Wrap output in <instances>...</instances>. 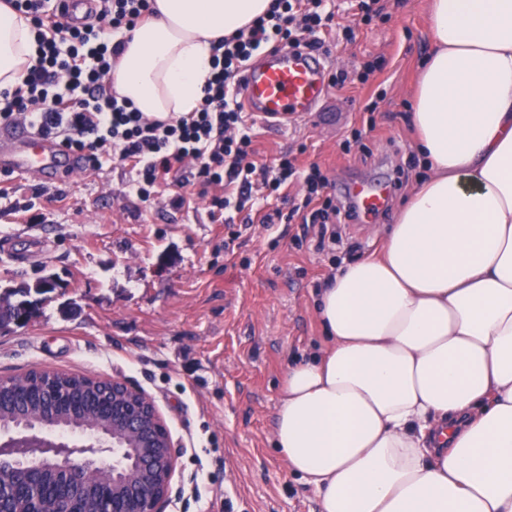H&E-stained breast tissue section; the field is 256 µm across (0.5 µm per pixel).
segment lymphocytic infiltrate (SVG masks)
<instances>
[{
	"mask_svg": "<svg viewBox=\"0 0 512 512\" xmlns=\"http://www.w3.org/2000/svg\"><path fill=\"white\" fill-rule=\"evenodd\" d=\"M29 20L36 34V62L22 82L0 92V125L27 124L55 139L89 165L118 158L135 174L132 188L150 201L158 187L176 179L181 208L208 199L213 220L241 213L253 183L278 192L303 177L309 212L303 224L355 220L353 204L315 197L328 185L317 164L299 171L287 155L257 163L248 117L238 101L241 73L260 49L282 46L323 48L334 17L325 0H273L267 14L212 44L213 76L198 108L175 117L151 118L131 102L118 100L103 84L125 49L123 33L154 16L152 0H88L86 20L71 25L63 0H5ZM320 197V196H319Z\"/></svg>",
	"mask_w": 512,
	"mask_h": 512,
	"instance_id": "lymphocytic-infiltrate-1",
	"label": "lymphocytic infiltrate"
}]
</instances>
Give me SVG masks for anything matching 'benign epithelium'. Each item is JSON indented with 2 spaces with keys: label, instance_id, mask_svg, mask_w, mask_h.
Wrapping results in <instances>:
<instances>
[{
  "label": "benign epithelium",
  "instance_id": "7a95c632",
  "mask_svg": "<svg viewBox=\"0 0 512 512\" xmlns=\"http://www.w3.org/2000/svg\"><path fill=\"white\" fill-rule=\"evenodd\" d=\"M177 455L153 399L112 378L98 410L63 421L48 397L10 428L0 422V512H82L75 489L96 477L106 512H166Z\"/></svg>",
  "mask_w": 512,
  "mask_h": 512
}]
</instances>
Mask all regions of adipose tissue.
<instances>
[{"label":"adipose tissue","mask_w":512,"mask_h":512,"mask_svg":"<svg viewBox=\"0 0 512 512\" xmlns=\"http://www.w3.org/2000/svg\"><path fill=\"white\" fill-rule=\"evenodd\" d=\"M271 0H153L105 83L165 118L194 111L211 43ZM412 98L427 175L378 253L319 294L329 340L289 367L274 445L317 512H512V0H430ZM0 7V91L34 64Z\"/></svg>","instance_id":"1"}]
</instances>
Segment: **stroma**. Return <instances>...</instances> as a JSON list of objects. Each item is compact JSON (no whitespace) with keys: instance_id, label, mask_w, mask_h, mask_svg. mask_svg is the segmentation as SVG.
Listing matches in <instances>:
<instances>
[{"instance_id":"1","label":"stroma","mask_w":512,"mask_h":512,"mask_svg":"<svg viewBox=\"0 0 512 512\" xmlns=\"http://www.w3.org/2000/svg\"><path fill=\"white\" fill-rule=\"evenodd\" d=\"M377 6L380 18L366 26L350 0L326 4L335 14L330 71L377 61L367 82L331 87L314 120L252 130L259 161L285 152L299 168L318 164L327 196L342 182L397 179L387 211L364 226L334 225L336 243L317 249L316 231L296 218L254 224L225 251L231 227L212 221L206 201L175 208L172 185L140 201L115 159L52 188L10 176L0 198V241L9 243L0 292L57 283L32 321L0 332V377L42 369L142 387L179 450L168 512H315L312 488L272 443L281 381L326 346L319 288L379 249L423 175L410 94L431 49L428 0Z\"/></svg>"}]
</instances>
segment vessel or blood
<instances>
[{
  "label": "vessel or blood",
  "mask_w": 512,
  "mask_h": 512,
  "mask_svg": "<svg viewBox=\"0 0 512 512\" xmlns=\"http://www.w3.org/2000/svg\"><path fill=\"white\" fill-rule=\"evenodd\" d=\"M325 56L309 48L281 47L264 54L261 62L246 66L241 101L261 117L306 120L320 112L328 92ZM76 155H62L53 141L26 126L0 128V168L34 175L50 184L84 171ZM341 194L353 200L363 220L385 207L389 185L379 179L367 184L347 183Z\"/></svg>",
  "instance_id": "vessel-or-blood-1"
}]
</instances>
